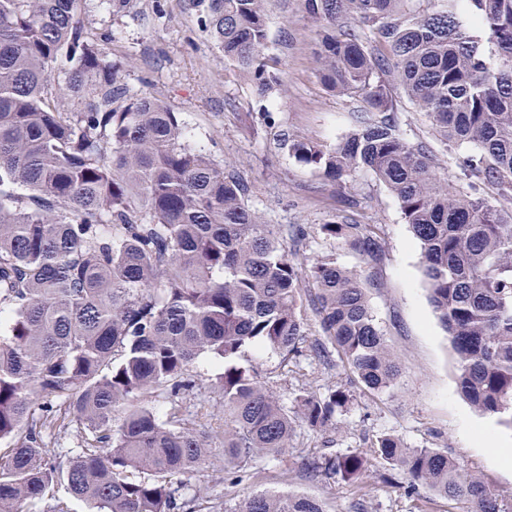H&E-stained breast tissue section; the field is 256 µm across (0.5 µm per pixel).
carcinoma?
I'll list each match as a JSON object with an SVG mask.
<instances>
[{
	"label": "carcinoma",
	"instance_id": "1",
	"mask_svg": "<svg viewBox=\"0 0 512 512\" xmlns=\"http://www.w3.org/2000/svg\"><path fill=\"white\" fill-rule=\"evenodd\" d=\"M81 0H0V512H68L55 490L88 512H211L188 478L213 433L185 417L179 396L204 383L193 365H220L224 462L241 471L289 447L294 427L333 425L350 402L338 387L303 393L291 413L242 365L260 344L281 365L308 336L309 297L320 358L334 349L369 390H392L401 364L366 288L373 275L328 254L299 267L288 229L248 205L250 185L191 142L163 100L127 97L120 66L80 21ZM201 25L266 109L280 77L264 58L266 0H198ZM404 0H302L316 27L313 60L329 91L367 105L334 145L285 137L298 162L340 191L369 171L395 197L420 249L429 302L453 350L462 396L512 429V0H458L404 13ZM432 118L445 145H471L458 172L437 175L423 143L399 130L391 82ZM77 108H65V100ZM489 185L495 196L481 193ZM367 261L384 252L376 224L319 226ZM167 400L164 413L151 400ZM76 427L64 464L51 448ZM379 479L512 512V495L487 487L436 448L379 436ZM314 477L356 483L360 452L305 463ZM237 512H325L299 491H265Z\"/></svg>",
	"mask_w": 512,
	"mask_h": 512
}]
</instances>
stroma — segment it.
Masks as SVG:
<instances>
[{
	"label": "stroma",
	"instance_id": "stroma-1",
	"mask_svg": "<svg viewBox=\"0 0 512 512\" xmlns=\"http://www.w3.org/2000/svg\"><path fill=\"white\" fill-rule=\"evenodd\" d=\"M267 14L266 56L284 85L261 111L247 81L225 62L203 30L192 0H125L119 8L105 0H82L80 5L86 30L106 55L122 63V83L129 94L163 98L181 112L194 142L252 184L249 204L267 223L303 228L304 237L287 243L298 263L332 252L339 264L363 268L361 256L335 248L318 231L341 210L333 187L278 147L276 137L288 133L335 144L352 129L353 114L364 104L359 98L324 90L312 62L316 34L303 17L302 0H268ZM393 101L403 135L430 147L440 176L454 172L456 154L441 143L428 116L402 89H394ZM350 192L355 212L383 230L385 254L373 268L375 280L368 297L403 364L402 376L392 391L378 394L359 384L338 355H331L329 363L319 362L311 350L320 340L318 327L310 306L302 305L307 350L285 368L271 351L250 353L259 381L287 405L301 393L323 396L340 385L350 389L353 399L337 415L335 429L316 432L297 425L284 453L256 461L236 484L226 481L224 451L213 444L190 484L214 488L221 512H234L245 496L265 489L306 492L320 500L326 512H466L465 503L425 490L408 492L404 473H397L395 484L381 483V462L372 453L376 438L383 434L396 435L411 448L448 452L491 488L512 494V469L497 464L494 449L469 446L463 440L469 424L492 426L497 437L510 444L512 430L478 414L461 396L448 338L428 300L420 252L397 201L369 172L357 175ZM355 450L372 458L362 483H329L304 471L309 457Z\"/></svg>",
	"mask_w": 512,
	"mask_h": 512
}]
</instances>
